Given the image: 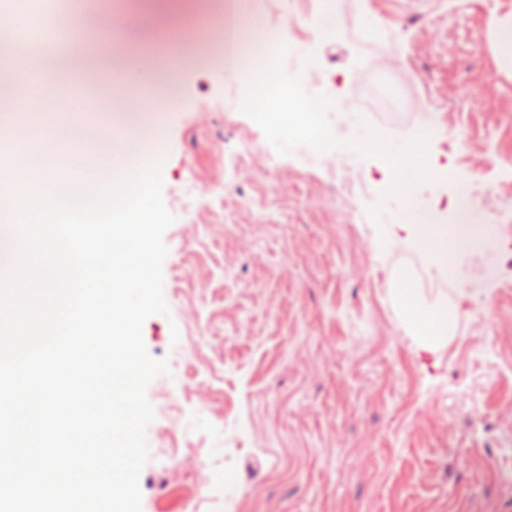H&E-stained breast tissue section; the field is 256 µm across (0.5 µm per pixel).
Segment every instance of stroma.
<instances>
[{
	"label": "stroma",
	"mask_w": 512,
	"mask_h": 512,
	"mask_svg": "<svg viewBox=\"0 0 512 512\" xmlns=\"http://www.w3.org/2000/svg\"><path fill=\"white\" fill-rule=\"evenodd\" d=\"M329 0H237L249 37L285 29L293 55L220 64L193 54L181 26L131 47L163 82L106 85L165 103L163 199L168 315L143 340L169 371L147 388L155 418L140 474L142 512H512V69L492 24L512 0H350L334 29ZM275 67L329 105L323 144L281 147L246 106ZM360 102L352 138L369 195L351 223L321 159L334 157L336 101ZM434 135L414 147L422 129ZM251 139L270 161L241 157ZM402 147L388 162L386 145ZM451 168L483 191L485 248L456 256L447 278L398 228L397 170ZM220 193L204 194L209 185ZM491 269L472 279L475 263ZM455 313L453 337L416 349L393 305L396 274ZM177 458L206 468L173 470Z\"/></svg>",
	"instance_id": "35a3bbf8"
}]
</instances>
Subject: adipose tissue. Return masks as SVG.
<instances>
[{"label": "adipose tissue", "mask_w": 512, "mask_h": 512, "mask_svg": "<svg viewBox=\"0 0 512 512\" xmlns=\"http://www.w3.org/2000/svg\"><path fill=\"white\" fill-rule=\"evenodd\" d=\"M194 0H132L129 35L138 41L152 40L163 29L196 17ZM288 99L302 103L300 111L285 107ZM321 100L307 95L295 81L284 82L275 68H267L257 79L251 98L255 120L269 126L281 146H288L290 128H298L302 140L311 150H318L323 136L318 120ZM392 300L415 344L422 350H433L449 339L454 318L448 308L423 305L406 275H398L393 283Z\"/></svg>", "instance_id": "adipose-tissue-1"}]
</instances>
